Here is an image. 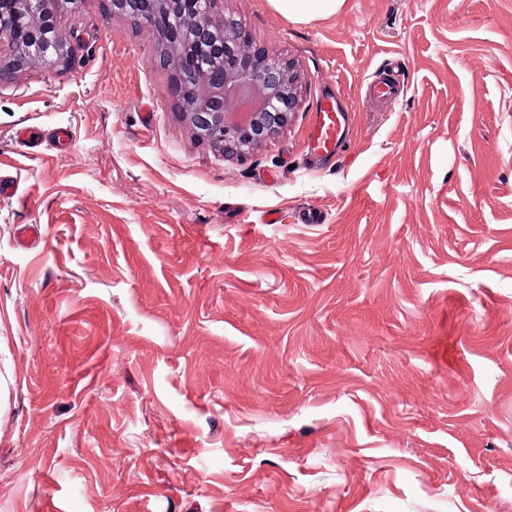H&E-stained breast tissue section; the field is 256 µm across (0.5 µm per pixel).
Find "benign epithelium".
I'll return each mask as SVG.
<instances>
[{"mask_svg":"<svg viewBox=\"0 0 512 512\" xmlns=\"http://www.w3.org/2000/svg\"><path fill=\"white\" fill-rule=\"evenodd\" d=\"M223 0H178L193 16L194 37L180 29L168 31L175 55L158 56L169 73V92L184 122L202 141L225 153L243 156L280 133L297 106L294 66L274 50L253 44L234 20L220 14ZM158 0H100L110 15H123L155 25ZM26 16L14 25H0V83L3 74L18 75L34 59L52 68L62 67L66 49L58 33L57 13L47 0H25ZM211 43L224 54V69L190 88L184 74L203 68L198 46Z\"/></svg>","mask_w":512,"mask_h":512,"instance_id":"7a95c632","label":"benign epithelium"}]
</instances>
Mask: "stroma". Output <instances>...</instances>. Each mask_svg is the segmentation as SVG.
Segmentation results:
<instances>
[{
  "label": "stroma",
  "instance_id": "obj_1",
  "mask_svg": "<svg viewBox=\"0 0 512 512\" xmlns=\"http://www.w3.org/2000/svg\"><path fill=\"white\" fill-rule=\"evenodd\" d=\"M223 6L299 75L246 158L98 0L0 85V512H512V0ZM344 2L345 0H270L276 11L292 21L336 14ZM345 112L334 96H323L315 112L309 133V148L320 156L336 154L344 143Z\"/></svg>",
  "mask_w": 512,
  "mask_h": 512
}]
</instances>
